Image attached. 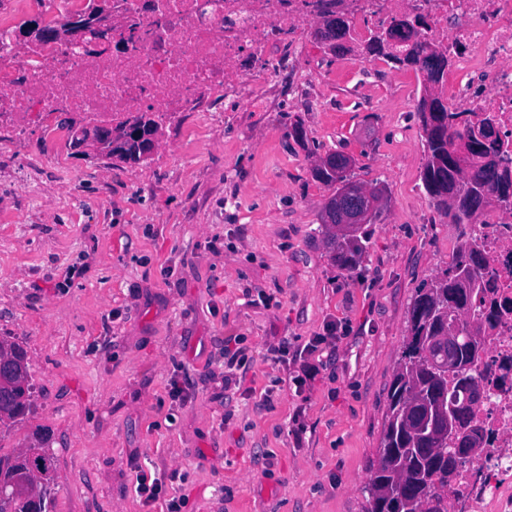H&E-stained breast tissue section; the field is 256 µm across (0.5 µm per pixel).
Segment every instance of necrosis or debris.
Here are the masks:
<instances>
[{"label":"necrosis or debris","instance_id":"necrosis-or-debris-1","mask_svg":"<svg viewBox=\"0 0 512 512\" xmlns=\"http://www.w3.org/2000/svg\"><path fill=\"white\" fill-rule=\"evenodd\" d=\"M28 5L0 6V129L19 136L36 121L45 141L62 137L45 121L61 102L95 124L150 112L179 125L219 91L261 109L254 80L296 66L294 45L330 17L344 20L361 46L417 22L419 41L453 61L448 104L492 112L512 149V0H112L125 20L112 39L123 48L92 55L82 46L17 47L13 15ZM481 221L485 296L472 311L498 310L474 368L482 392L474 422L487 444L459 462L449 512H512V208L492 205Z\"/></svg>","mask_w":512,"mask_h":512}]
</instances>
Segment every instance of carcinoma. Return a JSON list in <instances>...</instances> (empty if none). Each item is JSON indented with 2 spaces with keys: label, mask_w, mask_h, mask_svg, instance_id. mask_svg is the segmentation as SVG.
<instances>
[{
  "label": "carcinoma",
  "mask_w": 512,
  "mask_h": 512,
  "mask_svg": "<svg viewBox=\"0 0 512 512\" xmlns=\"http://www.w3.org/2000/svg\"><path fill=\"white\" fill-rule=\"evenodd\" d=\"M369 57H382L401 68L423 72L439 65L444 51L428 44L419 51L401 50L375 38L366 45ZM461 112L418 113L425 133L426 162L421 174L425 192L437 209L453 224H473L493 203L512 201V186L502 183L489 169V149L473 139V127L459 122ZM349 168L341 172L315 165V178L341 191L352 183ZM331 195L322 210V223L329 230L332 259L343 269L359 268L367 252L368 231L362 224L327 223ZM484 258L478 244L466 239L448 268L417 289L404 340L391 383L378 464L365 487L366 512H418L424 502L434 504L433 512H448L445 490L455 477L448 469V430L443 410L448 400L463 399L477 385L470 374L478 361L474 354L476 337L483 335L484 323L468 318L476 295L482 293L478 270ZM453 330L463 341L458 350L461 372L439 379L435 370L448 356V345H436L435 337ZM0 353L20 365L18 383L24 385V401L0 394V425L19 424L32 410L27 351L19 344L0 339ZM53 454L40 438L10 455L0 454V512H29L38 500L41 512H53Z\"/></svg>",
  "instance_id": "obj_1"
}]
</instances>
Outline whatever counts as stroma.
Returning <instances> with one entry per match:
<instances>
[{
    "mask_svg": "<svg viewBox=\"0 0 512 512\" xmlns=\"http://www.w3.org/2000/svg\"><path fill=\"white\" fill-rule=\"evenodd\" d=\"M303 54L257 85L263 111L215 97L137 164L0 132V338L26 349L34 386L0 452L47 433L54 512H162L134 490L142 471L180 512H365L411 301L460 227L422 186L420 90L380 58L347 74L328 44ZM332 151L387 187L353 273L332 260L312 175ZM331 324L339 342L296 389L300 349ZM231 336L246 360L228 378Z\"/></svg>",
    "mask_w": 512,
    "mask_h": 512,
    "instance_id": "stroma-1",
    "label": "stroma"
}]
</instances>
